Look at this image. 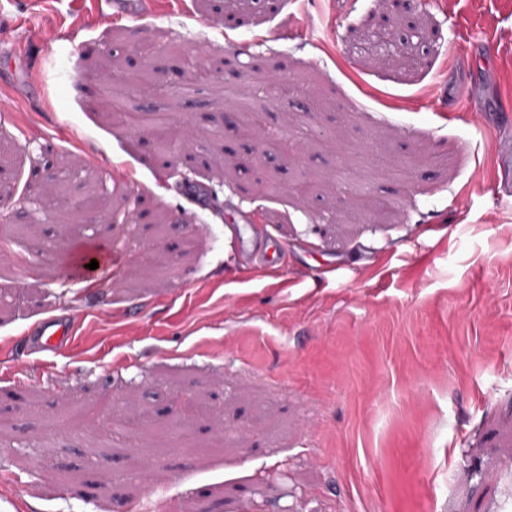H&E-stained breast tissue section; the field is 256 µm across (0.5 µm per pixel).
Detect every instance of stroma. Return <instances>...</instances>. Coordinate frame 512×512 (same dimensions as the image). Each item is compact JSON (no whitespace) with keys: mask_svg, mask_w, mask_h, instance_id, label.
I'll use <instances>...</instances> for the list:
<instances>
[{"mask_svg":"<svg viewBox=\"0 0 512 512\" xmlns=\"http://www.w3.org/2000/svg\"><path fill=\"white\" fill-rule=\"evenodd\" d=\"M129 3L0 0V512H512V0H413V69L382 0ZM229 206L310 253L233 266ZM66 224L127 254L92 294ZM75 335L76 326L72 321L53 317L42 322L32 336L39 347L56 352L67 348Z\"/></svg>","mask_w":512,"mask_h":512,"instance_id":"obj_1","label":"stroma"}]
</instances>
